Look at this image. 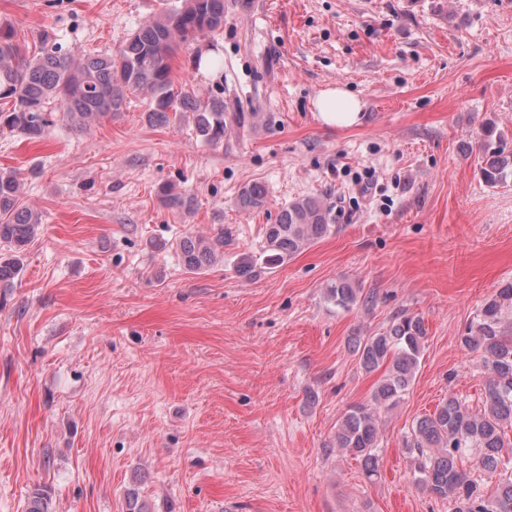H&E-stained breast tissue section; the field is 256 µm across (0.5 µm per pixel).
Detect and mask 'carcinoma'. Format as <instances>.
Masks as SVG:
<instances>
[{
  "instance_id": "cac0c4a2",
  "label": "carcinoma",
  "mask_w": 512,
  "mask_h": 512,
  "mask_svg": "<svg viewBox=\"0 0 512 512\" xmlns=\"http://www.w3.org/2000/svg\"><path fill=\"white\" fill-rule=\"evenodd\" d=\"M224 24V0H185L134 32L117 53L76 61L56 46L48 32L41 34V51L28 57L15 41L14 31L0 26V100L11 109L0 111V127L16 130L31 140L42 138L53 124L44 104L57 100L62 118L79 128L121 110L127 94L144 93L150 105L145 120L167 125L193 111L195 134L208 144L224 141L227 120L224 101L199 99L190 87L174 88L171 59L176 49L190 46ZM480 174L486 185L512 181V150L503 141L485 144ZM171 207L190 209L194 197L159 188ZM259 183L242 186L237 205L244 211L265 205ZM40 224L38 212L22 200L21 181L12 170H0V243L14 254L0 256V287H8L22 269L18 253L33 240ZM332 229L330 208L318 196L295 199L266 226L264 263L278 266L325 237ZM183 265L198 272L224 255V233L215 237L187 233L176 242ZM325 299L350 311L372 300L348 279L331 281ZM512 308V282L498 288L482 305L477 318L458 336L459 345L482 353L485 384L483 409L475 412L454 395L435 411L411 425L404 440L410 470L419 486L452 504V512H512V325L504 312ZM427 330L421 317L401 312L382 330L350 337L353 354L364 372L384 369L367 403L348 408L336 428V447L361 462L369 479L379 474L382 413L395 407L409 391L418 367ZM475 454V463L498 474L487 492L469 479L459 464ZM50 492L41 486L29 494L25 512H51Z\"/></svg>"
}]
</instances>
